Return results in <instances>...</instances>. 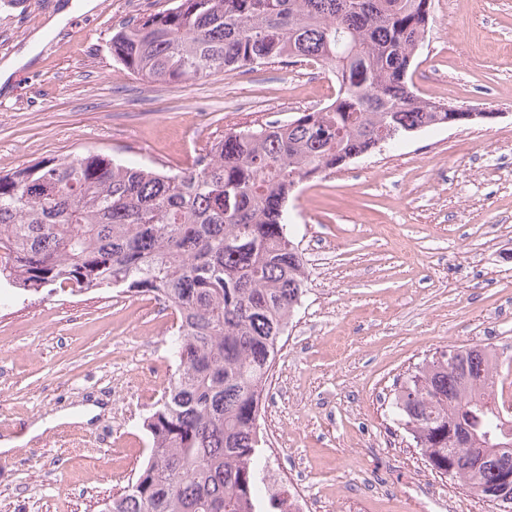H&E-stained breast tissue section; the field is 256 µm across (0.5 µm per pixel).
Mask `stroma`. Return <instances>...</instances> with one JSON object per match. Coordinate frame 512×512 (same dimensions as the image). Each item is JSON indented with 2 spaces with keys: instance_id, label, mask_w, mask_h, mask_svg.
Instances as JSON below:
<instances>
[{
  "instance_id": "35a3bbf8",
  "label": "stroma",
  "mask_w": 512,
  "mask_h": 512,
  "mask_svg": "<svg viewBox=\"0 0 512 512\" xmlns=\"http://www.w3.org/2000/svg\"><path fill=\"white\" fill-rule=\"evenodd\" d=\"M67 0H0V62L41 34L0 87V173L101 151L185 167L225 133L326 106L336 79L274 60L155 83L113 60L112 33L173 0H97L58 41ZM422 99L484 112L422 129L304 181L288 201L305 292L270 371L258 425L312 512H491L436 473L395 417L393 390L451 347L512 356V0H431L409 72ZM175 316L148 293L0 288V512H101L150 454L144 418L174 371ZM92 419L34 438L58 411Z\"/></svg>"
}]
</instances>
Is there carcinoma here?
Returning <instances> with one entry per match:
<instances>
[{
  "label": "carcinoma",
  "mask_w": 512,
  "mask_h": 512,
  "mask_svg": "<svg viewBox=\"0 0 512 512\" xmlns=\"http://www.w3.org/2000/svg\"><path fill=\"white\" fill-rule=\"evenodd\" d=\"M431 0H177L112 33V57L159 83L276 59L316 60L336 98L224 135L159 171L101 152L0 174V282L151 293L172 308L175 370L144 421L151 453L101 512H282L263 502L257 425L281 336L304 293L286 202L304 181L421 129L466 124L409 83ZM487 348L439 353L394 396L432 470L512 509V433L465 395Z\"/></svg>",
  "instance_id": "cac0c4a2"
}]
</instances>
